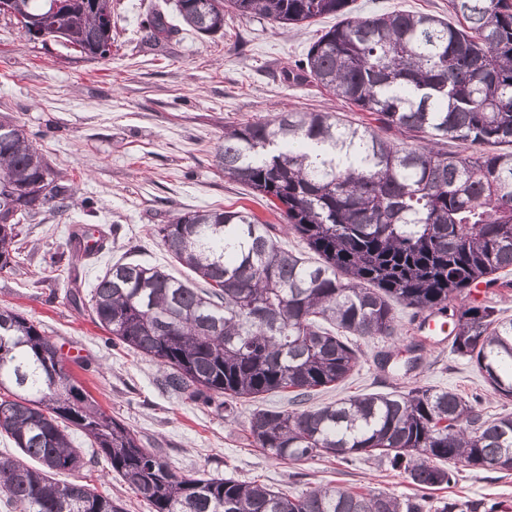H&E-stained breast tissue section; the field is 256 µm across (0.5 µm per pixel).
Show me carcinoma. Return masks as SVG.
Here are the masks:
<instances>
[{
    "label": "carcinoma",
    "instance_id": "cac0c4a2",
    "mask_svg": "<svg viewBox=\"0 0 512 512\" xmlns=\"http://www.w3.org/2000/svg\"><path fill=\"white\" fill-rule=\"evenodd\" d=\"M354 0H176L197 33L224 28V6L302 28L341 21L308 48L294 78L374 117L354 125L333 112H282L224 129V176L279 210L316 260L284 247L245 208L179 214L155 232L195 274L116 262L97 279L89 310L112 340L163 368L162 386L234 412L237 401L291 393L298 407L257 408L251 444L292 464L366 454L406 475L413 496L319 487L288 495L264 483L179 476L159 452L107 415L67 369L57 346L20 312L0 307V434L38 463L0 459V491L19 512H119L112 498L49 474L86 465L80 431L153 512H430L426 492L456 481L439 461L499 470L512 461V415L489 420L481 399L416 386L320 407L311 393L342 382L357 362L349 336L391 337L393 304L448 316L451 351L477 364L494 393L512 398V319L487 304L449 310L478 285L512 288V0H448V18L392 12L358 16ZM29 31L85 55L112 53V0H12ZM167 32L164 15L141 22ZM412 132L395 143L381 130ZM445 139L480 151L436 149ZM71 187L54 176L20 125L0 120V273L14 269L21 224ZM75 249H102L95 230ZM498 503L443 504L441 512H498Z\"/></svg>",
    "mask_w": 512,
    "mask_h": 512
}]
</instances>
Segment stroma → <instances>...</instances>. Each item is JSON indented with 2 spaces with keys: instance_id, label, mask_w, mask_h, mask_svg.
<instances>
[{
  "instance_id": "35a3bbf8",
  "label": "stroma",
  "mask_w": 512,
  "mask_h": 512,
  "mask_svg": "<svg viewBox=\"0 0 512 512\" xmlns=\"http://www.w3.org/2000/svg\"><path fill=\"white\" fill-rule=\"evenodd\" d=\"M174 2L112 0V54L96 60L59 41L31 39L12 15L0 13V115L24 125L55 174L73 189L66 207L47 204L25 225L20 265L0 274V306L35 321L101 408L165 456L178 474L257 480L291 493L330 485L413 495L416 488L405 475L363 455L302 464L268 457L250 445L247 420L258 407L287 408L286 394L240 402L229 418L170 394L160 386L162 370L154 361L109 340L88 310L70 300L75 290L89 294L119 260L160 265L187 277L154 233L155 225L174 215L243 207L266 223H279L260 196L218 171L215 154L225 126L286 111L370 120L315 84L289 77L336 17L297 30L229 14L222 32L205 36L180 22ZM154 11L164 13L174 28L157 44L146 41L141 30L142 19ZM75 224L102 232L105 249L75 255L67 243ZM394 311L396 336L355 338L357 365L344 382L314 392L312 403L426 385L466 398L481 395L484 416L512 414V399L494 394L474 362L451 353L447 331L419 330L420 314L403 304H395ZM413 344L421 347L413 370L377 365L381 351L406 361ZM71 437L86 465L59 473V480L110 495L121 512H151L89 440L76 430ZM448 499L498 501L512 512V471L459 466L456 483L432 494L436 503Z\"/></svg>"
}]
</instances>
